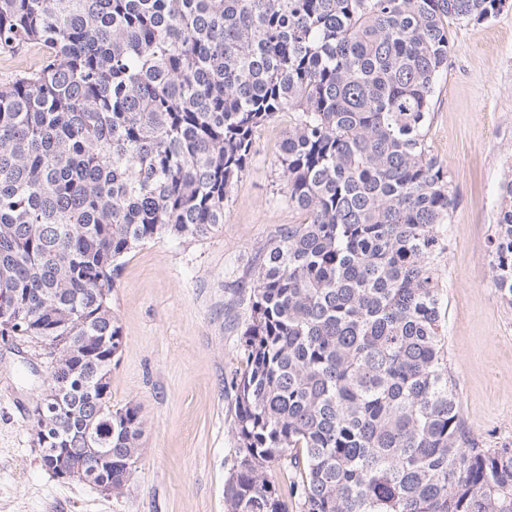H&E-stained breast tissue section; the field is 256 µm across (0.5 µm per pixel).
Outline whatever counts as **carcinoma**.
Wrapping results in <instances>:
<instances>
[{"label":"carcinoma","mask_w":512,"mask_h":512,"mask_svg":"<svg viewBox=\"0 0 512 512\" xmlns=\"http://www.w3.org/2000/svg\"><path fill=\"white\" fill-rule=\"evenodd\" d=\"M507 0H0V312L39 349L54 407L23 423L42 465L126 485L142 408H112L125 340L121 260L205 238L255 130L292 118L277 158L304 222L278 227L248 288L231 380L226 512H512V445L482 448L448 363L441 262L454 206L426 147L448 20ZM512 301V180L490 245ZM43 51L38 45H28L11 54H0V83L11 81L17 74L39 67Z\"/></svg>","instance_id":"obj_1"}]
</instances>
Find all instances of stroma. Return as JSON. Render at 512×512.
Listing matches in <instances>:
<instances>
[{
    "instance_id": "35a3bbf8",
    "label": "stroma",
    "mask_w": 512,
    "mask_h": 512,
    "mask_svg": "<svg viewBox=\"0 0 512 512\" xmlns=\"http://www.w3.org/2000/svg\"><path fill=\"white\" fill-rule=\"evenodd\" d=\"M453 50L437 77L427 145L448 170L443 277L448 360L467 430L483 448L512 442V304L489 281V238L512 179V6L449 20ZM288 118L258 128L247 169L209 237L164 238L123 260L112 310L125 336L112 363V405H140L143 453L121 494L47 472L22 425L39 393L33 347L0 341V512H225L235 457L229 381L240 365L256 253L303 215L286 204L277 165Z\"/></svg>"
}]
</instances>
